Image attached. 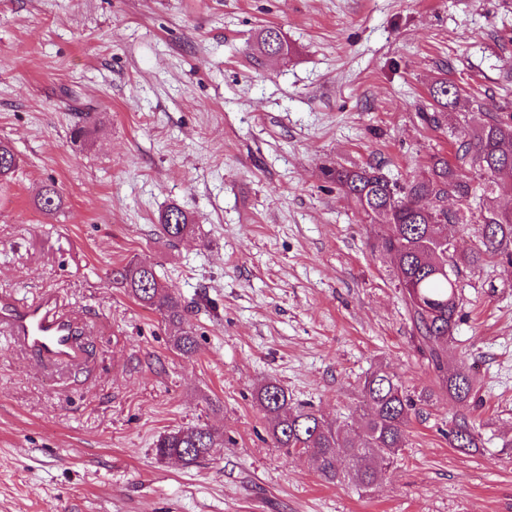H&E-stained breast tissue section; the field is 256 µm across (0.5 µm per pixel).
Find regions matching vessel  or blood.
I'll return each mask as SVG.
<instances>
[{"label": "vessel or blood", "instance_id": "1", "mask_svg": "<svg viewBox=\"0 0 512 512\" xmlns=\"http://www.w3.org/2000/svg\"><path fill=\"white\" fill-rule=\"evenodd\" d=\"M0 323L15 340L51 363H72L78 357L77 330L69 320L55 316L47 306L20 307L0 299Z\"/></svg>", "mask_w": 512, "mask_h": 512}]
</instances>
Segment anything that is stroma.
I'll use <instances>...</instances> for the list:
<instances>
[{"label":"stroma","mask_w":512,"mask_h":512,"mask_svg":"<svg viewBox=\"0 0 512 512\" xmlns=\"http://www.w3.org/2000/svg\"><path fill=\"white\" fill-rule=\"evenodd\" d=\"M266 26L288 60L258 56ZM442 77L512 100V0H0V139L19 161L0 186V296L52 297L88 354L50 367L0 329V512H512V267L459 276L451 355L483 401L463 452L375 247L385 226L322 175L377 162L402 184L452 154L418 117ZM173 202L197 224L174 244L155 233ZM133 260L199 300L197 354L113 283ZM380 366L418 413L376 485L326 484L272 447L262 381L349 422ZM201 423L223 432L219 458L156 457Z\"/></svg>","instance_id":"1"}]
</instances>
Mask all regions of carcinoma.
I'll return each instance as SVG.
<instances>
[{
  "label": "carcinoma",
  "instance_id": "cac0c4a2",
  "mask_svg": "<svg viewBox=\"0 0 512 512\" xmlns=\"http://www.w3.org/2000/svg\"><path fill=\"white\" fill-rule=\"evenodd\" d=\"M256 50L265 56L284 58L288 44L274 26L262 28ZM461 88L443 79L429 90L431 111L421 112L429 126L442 128L456 111ZM454 160L437 153L427 172L406 184H398L378 164L352 168H328L324 175L336 182L357 211L372 222L387 224L390 233L376 248L393 260V276L408 307L419 338V350L462 413L448 429V443L461 451L481 445L479 432L463 414L476 403L475 380L465 362L448 367V344L461 309L457 292L460 268L475 267L489 258L512 265V216L495 205V194L512 192V102L489 104L471 99V112L450 126ZM17 168L12 146L0 140V183L8 182ZM453 196L461 207L443 206ZM63 197L55 183L46 185L38 200L41 210L53 213ZM477 223L478 246L467 249L442 242L443 225ZM158 232L175 241L195 231L194 217L177 203L161 212ZM112 280L141 306L159 314L175 350L186 356L198 351L195 328L188 319L189 305L176 289L162 281L155 268L130 262L112 270ZM255 403L268 421L273 446L285 457L306 455L316 464L319 477L328 484L346 481L368 489L382 477L401 448L416 403L404 394L396 373L378 369L360 388L363 413L351 423L327 421L308 404L291 402L285 389L273 380L257 388ZM224 447V436L199 424L163 434L155 444L160 460L175 459L186 466L213 457Z\"/></svg>",
  "mask_w": 512,
  "mask_h": 512
}]
</instances>
